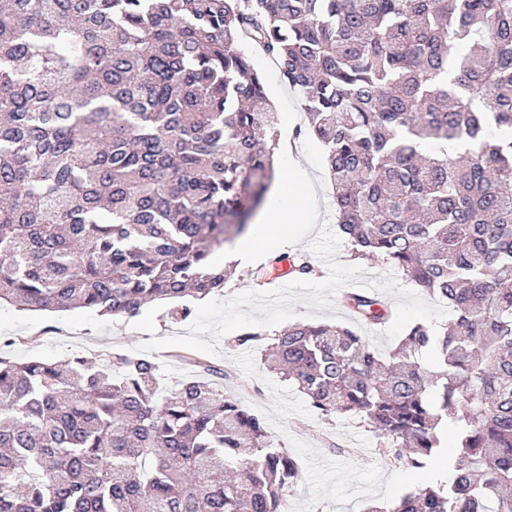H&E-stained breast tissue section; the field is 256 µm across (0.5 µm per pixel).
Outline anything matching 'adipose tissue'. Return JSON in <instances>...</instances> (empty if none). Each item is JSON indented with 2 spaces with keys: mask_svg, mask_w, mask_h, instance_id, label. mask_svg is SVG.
Returning <instances> with one entry per match:
<instances>
[{
  "mask_svg": "<svg viewBox=\"0 0 512 512\" xmlns=\"http://www.w3.org/2000/svg\"><path fill=\"white\" fill-rule=\"evenodd\" d=\"M314 214L315 207L300 182L293 179L277 182L249 234L238 241L236 256L246 261L279 249L288 240L297 237L298 225Z\"/></svg>",
  "mask_w": 512,
  "mask_h": 512,
  "instance_id": "adipose-tissue-1",
  "label": "adipose tissue"
}]
</instances>
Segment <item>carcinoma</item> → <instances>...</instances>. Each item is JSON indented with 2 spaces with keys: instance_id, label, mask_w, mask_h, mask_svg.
<instances>
[{
  "instance_id": "cac0c4a2",
  "label": "carcinoma",
  "mask_w": 512,
  "mask_h": 512,
  "mask_svg": "<svg viewBox=\"0 0 512 512\" xmlns=\"http://www.w3.org/2000/svg\"><path fill=\"white\" fill-rule=\"evenodd\" d=\"M247 46L309 115L351 253L453 315L383 356L355 325L388 306L350 292L353 323L265 363L412 468L454 429L449 480L364 512H512V0H0V303L186 319L224 291L210 254L274 178ZM198 366L163 395L147 358H0V512H288L298 463Z\"/></svg>"
}]
</instances>
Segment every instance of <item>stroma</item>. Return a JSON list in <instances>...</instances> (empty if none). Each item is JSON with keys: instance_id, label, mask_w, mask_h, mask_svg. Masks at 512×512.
Segmentation results:
<instances>
[{"instance_id": "1", "label": "stroma", "mask_w": 512, "mask_h": 512, "mask_svg": "<svg viewBox=\"0 0 512 512\" xmlns=\"http://www.w3.org/2000/svg\"><path fill=\"white\" fill-rule=\"evenodd\" d=\"M250 58L278 115L277 135L301 158L317 208L316 223L301 225L298 241L259 263L271 271L279 261L303 256L317 267V274L283 277L278 287L268 288L254 280L251 266L236 267L223 292L192 301L193 312L184 320L171 319L164 301L123 319L87 308L48 312L5 303L0 305V357L63 362L122 351L158 362L165 388L196 376L193 360L202 358L223 368L225 390L247 384L245 407L264 420L275 445L288 448L298 461L301 477L288 492L289 512H363L368 502L390 501L412 490L423 472L388 460L379 450L378 437L359 419L323 417L288 380L266 369L265 351L274 334L290 325L349 323L342 299L358 278L369 281L392 312L391 321L364 332L380 353L394 348L408 325L443 324L451 312L397 268L374 258L352 257L336 226L323 147L314 136L295 133L307 125L298 96L281 81L274 58L255 51ZM246 332L260 333L261 338L236 346L234 337Z\"/></svg>"}]
</instances>
